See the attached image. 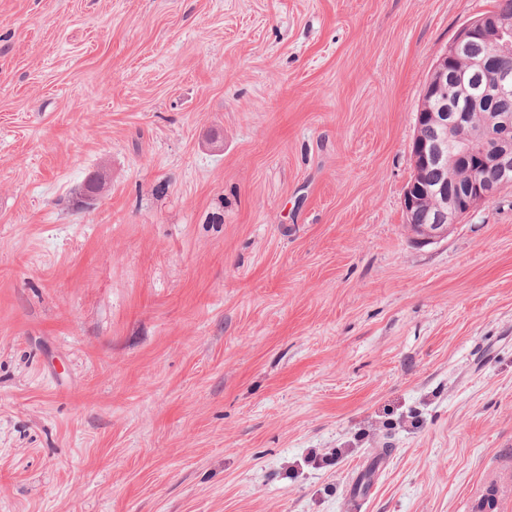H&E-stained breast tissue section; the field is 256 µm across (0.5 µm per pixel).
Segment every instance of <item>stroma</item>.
<instances>
[{
  "mask_svg": "<svg viewBox=\"0 0 512 512\" xmlns=\"http://www.w3.org/2000/svg\"><path fill=\"white\" fill-rule=\"evenodd\" d=\"M494 5L0 0V512H512V186L401 205Z\"/></svg>",
  "mask_w": 512,
  "mask_h": 512,
  "instance_id": "1",
  "label": "stroma"
}]
</instances>
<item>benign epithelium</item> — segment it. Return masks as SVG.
<instances>
[{"instance_id":"7a95c632","label":"benign epithelium","mask_w":512,"mask_h":512,"mask_svg":"<svg viewBox=\"0 0 512 512\" xmlns=\"http://www.w3.org/2000/svg\"><path fill=\"white\" fill-rule=\"evenodd\" d=\"M491 31L498 36L497 50L512 52V14L487 11L459 29L440 61L433 69L425 87V94L435 100V105L416 113V127L428 124L440 131L443 144L424 139L421 134L414 137L413 175L402 198V208L408 220L427 203L435 208V220L431 224H410L411 231L423 242H431L447 236L448 230L476 206L494 199L500 191L512 184V115L491 117L487 126L475 132L466 122L464 110L448 102V61L460 56L463 50L481 34ZM461 96L471 104L506 90L496 78L477 88L468 86L467 78L456 74ZM459 145L458 165L469 175V182L462 190L448 188L443 183L436 190L426 187L427 170L441 163L444 158L442 146ZM492 171L496 177L487 179L483 173Z\"/></svg>"}]
</instances>
